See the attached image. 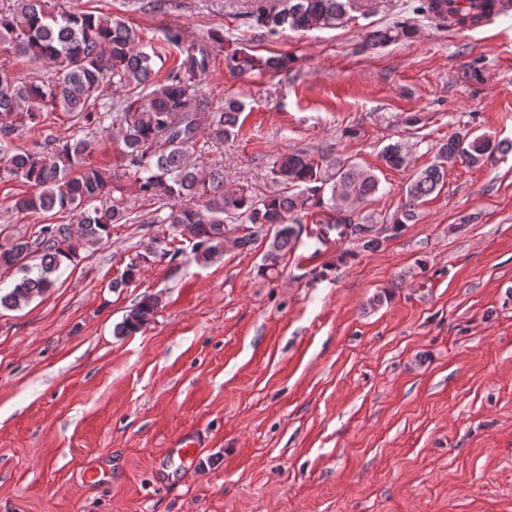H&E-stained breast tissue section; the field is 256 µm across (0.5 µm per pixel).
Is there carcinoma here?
Segmentation results:
<instances>
[{
	"label": "carcinoma",
	"instance_id": "1",
	"mask_svg": "<svg viewBox=\"0 0 512 512\" xmlns=\"http://www.w3.org/2000/svg\"><path fill=\"white\" fill-rule=\"evenodd\" d=\"M354 0H277L260 5L249 18L271 33L287 28L310 31L340 24ZM491 7V0H424L423 12H447L459 22L475 20V13ZM413 25L402 23L372 32L370 43L384 45L414 37ZM167 44L178 57L167 74L156 77L152 56L141 47L137 30L120 18L95 10L51 11L48 0H12L0 10V44L50 70L47 76L20 77L0 64V172L28 183L33 192L13 200L11 208L23 214L70 213L78 226L55 222L0 245V270L20 274L0 306L19 308L54 284L51 275L63 261L73 262L79 250L111 237L114 224H164L155 249L129 259L112 287L139 278L149 257L176 260L186 242L199 263L223 253L224 236L234 226L250 232L234 241L247 250L258 240L267 242L260 267L264 275L278 273L283 260L306 227L310 216L318 228L310 233L320 243L352 241L373 251L381 240L374 225L362 224L355 211L340 206L344 197L363 203L380 186L370 169L324 153L314 160L305 153L284 154L270 166L285 191L257 196L249 187L228 188L224 171L203 172L193 159L214 145L239 134L242 104L235 99L216 102L199 87V80L214 67L223 38L210 35L186 42L179 29L166 32ZM224 64L246 73L288 68V57L262 58L241 49L225 51ZM109 87L130 88L127 97L112 101ZM62 112L80 125L85 135L60 143L44 133V113ZM37 131L33 146H19L14 136L21 127ZM107 139L117 144L119 167L134 177L137 192L159 203L148 217L132 215L123 197L113 196L111 170L93 163V155ZM512 151V143L486 134L454 133L441 144L438 161L411 176L404 202L385 229L401 232L417 221L420 204L445 183V164L452 160L475 166L495 154ZM382 160L390 168L407 166L404 144L387 145ZM158 299L145 296L116 327L119 335L143 329L154 314Z\"/></svg>",
	"mask_w": 512,
	"mask_h": 512
}]
</instances>
